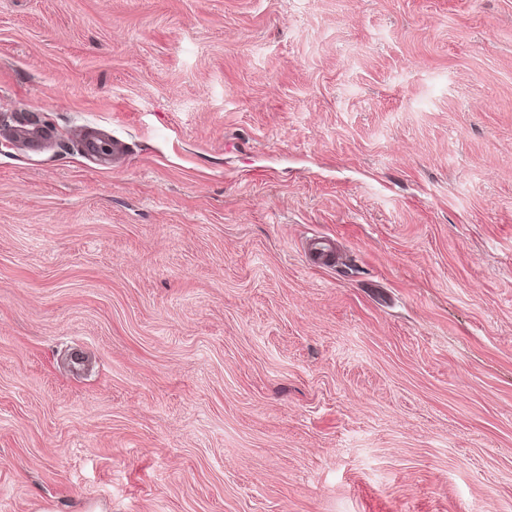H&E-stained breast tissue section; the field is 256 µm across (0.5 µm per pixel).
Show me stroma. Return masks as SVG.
<instances>
[{
    "label": "stroma",
    "mask_w": 512,
    "mask_h": 512,
    "mask_svg": "<svg viewBox=\"0 0 512 512\" xmlns=\"http://www.w3.org/2000/svg\"><path fill=\"white\" fill-rule=\"evenodd\" d=\"M17 113L0 512H512V0H0ZM1 134L10 139L24 140L32 147L39 146L49 136L46 130L28 124H20L4 129L2 133L0 130V136Z\"/></svg>",
    "instance_id": "obj_1"
}]
</instances>
